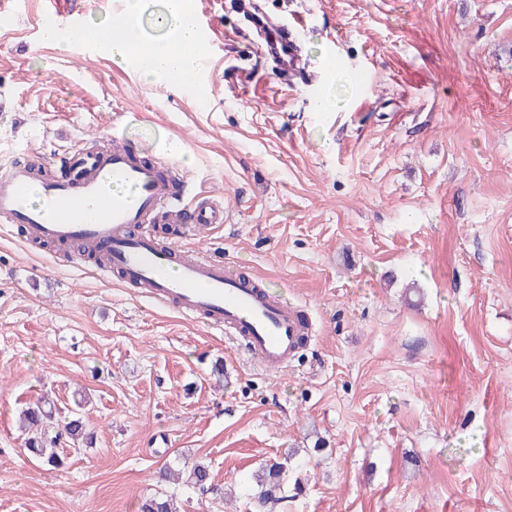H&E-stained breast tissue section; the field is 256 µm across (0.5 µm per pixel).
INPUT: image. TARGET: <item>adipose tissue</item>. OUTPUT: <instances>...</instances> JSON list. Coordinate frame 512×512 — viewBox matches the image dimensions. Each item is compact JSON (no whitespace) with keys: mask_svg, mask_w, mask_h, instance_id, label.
Listing matches in <instances>:
<instances>
[{"mask_svg":"<svg viewBox=\"0 0 512 512\" xmlns=\"http://www.w3.org/2000/svg\"><path fill=\"white\" fill-rule=\"evenodd\" d=\"M147 0H118L107 23L88 26L86 32L61 30L54 21H46L45 42L67 46L89 42L107 49L113 60L135 65L142 78L157 84H169L179 74L199 71L207 46L201 38L189 0H162L151 27L143 31L142 18Z\"/></svg>","mask_w":512,"mask_h":512,"instance_id":"adipose-tissue-1","label":"adipose tissue"}]
</instances>
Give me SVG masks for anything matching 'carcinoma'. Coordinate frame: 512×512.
Listing matches in <instances>:
<instances>
[{"label":"carcinoma","instance_id":"cac0c4a2","mask_svg":"<svg viewBox=\"0 0 512 512\" xmlns=\"http://www.w3.org/2000/svg\"><path fill=\"white\" fill-rule=\"evenodd\" d=\"M23 420L31 432L27 447L32 449L43 465L51 469H59L63 465L64 456L56 451L63 438H68L72 444L70 452L80 453L81 447L87 443L81 418L74 417L65 424H59L52 409L29 408L23 412ZM257 491L253 495L255 509H262L270 503H279L285 498L288 484V465L282 462L273 463L259 469L255 475ZM185 482L191 487L208 493L214 498L223 497L221 488L210 482L206 467L194 464L185 470ZM141 512H179L176 502L170 496L154 497L144 500Z\"/></svg>","mask_w":512,"mask_h":512}]
</instances>
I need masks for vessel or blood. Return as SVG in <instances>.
I'll use <instances>...</instances> for the list:
<instances>
[{
  "label": "vessel or blood",
  "mask_w": 512,
  "mask_h": 512,
  "mask_svg": "<svg viewBox=\"0 0 512 512\" xmlns=\"http://www.w3.org/2000/svg\"><path fill=\"white\" fill-rule=\"evenodd\" d=\"M234 9L261 32V48L283 77L301 74L295 37L260 0H236ZM62 164L72 176L42 181L20 163L0 171V222L40 242H84L97 254L101 273L162 307L241 337L248 354L266 366L287 362L301 334L295 306L241 279L223 258L202 250L177 256L176 246L160 245L149 230L161 223L220 224L223 206L188 200L184 181L121 145L69 153Z\"/></svg>",
  "instance_id": "b4317fda"
}]
</instances>
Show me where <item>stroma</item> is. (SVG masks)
Wrapping results in <instances>:
<instances>
[{
    "label": "stroma",
    "instance_id": "obj_1",
    "mask_svg": "<svg viewBox=\"0 0 512 512\" xmlns=\"http://www.w3.org/2000/svg\"><path fill=\"white\" fill-rule=\"evenodd\" d=\"M202 2L205 73L169 90L106 51L44 47L45 0H17L0 170L56 175L58 155L116 137L179 165L224 222L153 235L223 254L313 334L267 369L93 261L4 232L0 512H139L156 494L250 512L253 474L284 460L303 491L274 512H512V0H266L318 74L291 85L225 0ZM78 392L94 442L55 472L20 415L46 395L68 418ZM195 463L223 498L160 477Z\"/></svg>",
    "mask_w": 512,
    "mask_h": 512
}]
</instances>
